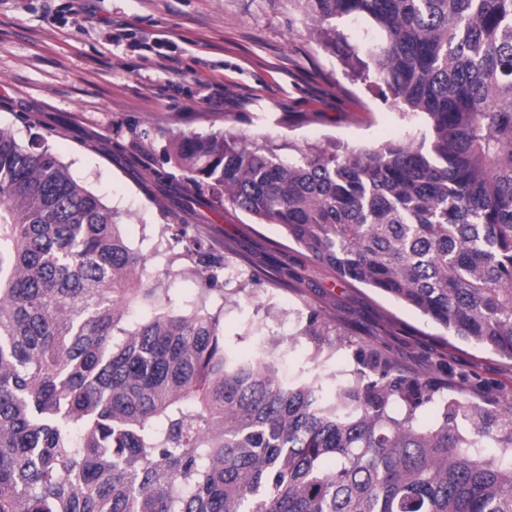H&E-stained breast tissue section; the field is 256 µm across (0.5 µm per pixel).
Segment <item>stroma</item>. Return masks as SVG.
<instances>
[{"mask_svg": "<svg viewBox=\"0 0 512 512\" xmlns=\"http://www.w3.org/2000/svg\"><path fill=\"white\" fill-rule=\"evenodd\" d=\"M176 57L162 71L157 56ZM200 136L234 128L275 143L358 146L414 129L372 80L354 77L287 0H0V128L42 138L71 176L118 213L172 306L203 292L201 278L168 270L161 242L226 258L208 305L227 348L278 340L284 371L313 366L291 348L295 320L317 310L343 335L321 372L353 369L374 349L395 373L465 388L494 413L512 401V360L448 335L381 291L311 260L275 224H257L218 192H195L159 155L134 149L127 128ZM168 225L159 237V225ZM252 293L238 303V284Z\"/></svg>", "mask_w": 512, "mask_h": 512, "instance_id": "obj_1", "label": "stroma"}]
</instances>
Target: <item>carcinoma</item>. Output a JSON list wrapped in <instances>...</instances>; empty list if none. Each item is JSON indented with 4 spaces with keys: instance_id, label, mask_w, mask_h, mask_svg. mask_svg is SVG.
<instances>
[{
    "instance_id": "cac0c4a2",
    "label": "carcinoma",
    "mask_w": 512,
    "mask_h": 512,
    "mask_svg": "<svg viewBox=\"0 0 512 512\" xmlns=\"http://www.w3.org/2000/svg\"><path fill=\"white\" fill-rule=\"evenodd\" d=\"M288 3L417 134L285 156L179 132L163 163L337 278L512 359V0ZM144 266L48 146L0 130V512H512L511 401L491 416L364 349L374 378H284L265 350L225 347L205 298L170 308ZM340 336L312 311L294 341L318 361Z\"/></svg>"
}]
</instances>
